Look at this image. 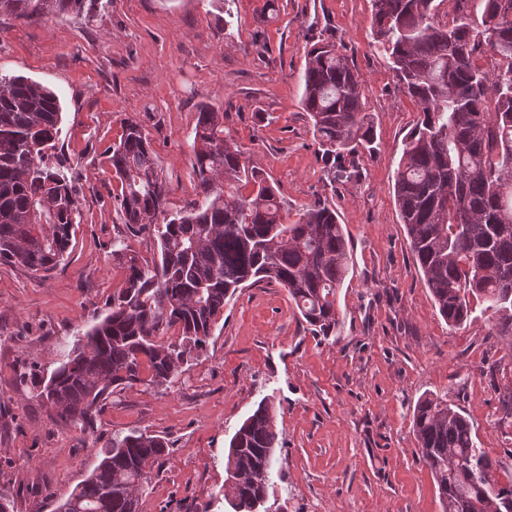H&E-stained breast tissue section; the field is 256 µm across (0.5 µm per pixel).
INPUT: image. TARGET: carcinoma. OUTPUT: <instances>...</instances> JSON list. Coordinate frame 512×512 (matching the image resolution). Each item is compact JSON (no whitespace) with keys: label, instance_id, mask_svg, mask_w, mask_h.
<instances>
[{"label":"carcinoma","instance_id":"1","mask_svg":"<svg viewBox=\"0 0 512 512\" xmlns=\"http://www.w3.org/2000/svg\"><path fill=\"white\" fill-rule=\"evenodd\" d=\"M436 20V0H372V35L420 112L394 183L400 218L438 311L451 328L470 323L471 301L512 336V0H458ZM92 0H0V12L36 22L90 18ZM489 56L492 66L479 64ZM301 103L326 158L373 148L362 80L336 44L307 52ZM62 107L46 85L0 75V261L33 274L54 270L72 241L79 200L56 154ZM197 199L158 224L170 189L151 141L128 122L108 151L120 181L122 223L150 234L149 262L125 240L112 257L126 272L109 313L34 384L37 397L86 436L99 407L137 384L172 386L238 289L277 282L316 336L336 335V294L352 255L336 210L317 205L290 222L262 170L224 136V113L200 106L192 143ZM170 328L180 342L160 339ZM267 402L230 439L224 484L233 512H259L278 445ZM413 431L437 483L443 512H512V482L477 447L473 425L439 397L418 401ZM169 454L160 435L115 433L91 474L58 512H138L148 468Z\"/></svg>","mask_w":512,"mask_h":512}]
</instances>
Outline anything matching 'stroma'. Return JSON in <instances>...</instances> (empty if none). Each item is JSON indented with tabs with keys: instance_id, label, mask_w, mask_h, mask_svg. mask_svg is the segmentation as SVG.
I'll use <instances>...</instances> for the list:
<instances>
[{
	"instance_id": "stroma-1",
	"label": "stroma",
	"mask_w": 512,
	"mask_h": 512,
	"mask_svg": "<svg viewBox=\"0 0 512 512\" xmlns=\"http://www.w3.org/2000/svg\"><path fill=\"white\" fill-rule=\"evenodd\" d=\"M335 42L363 80L373 151L326 162L303 110L305 55ZM0 74L50 87L62 105L57 150L81 218L64 262L40 278L0 263V493L14 512H56L93 471L112 435L135 428L170 441L140 512H231L224 456L263 400L279 445L274 512H443L412 429L420 398L472 421L479 447L512 481V345L480 316L451 329L409 246L394 196L403 141L418 113L376 48L371 0H109L92 20L0 16ZM262 168L289 215L335 208L352 266L335 336L310 333L280 285L239 289L203 350L170 388L141 385L107 401L81 440L37 399L25 368L52 371L101 320L125 280L112 240L152 258V238L122 224L106 150L124 121L148 134L172 209L196 198L191 144L200 104Z\"/></svg>"
}]
</instances>
